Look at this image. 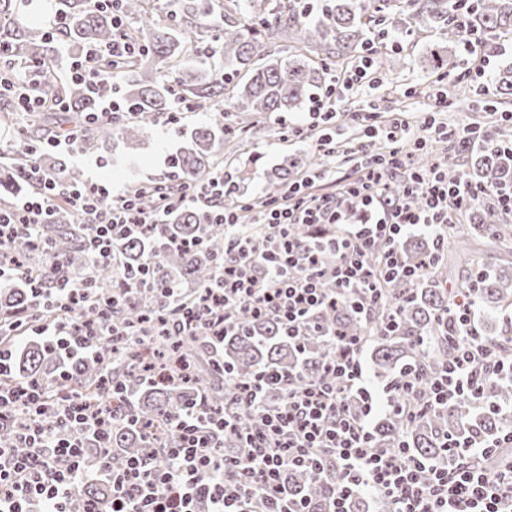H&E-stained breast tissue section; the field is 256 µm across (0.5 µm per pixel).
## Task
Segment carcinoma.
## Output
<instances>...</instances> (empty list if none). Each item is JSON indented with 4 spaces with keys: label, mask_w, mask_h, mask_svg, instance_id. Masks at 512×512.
Instances as JSON below:
<instances>
[{
    "label": "carcinoma",
    "mask_w": 512,
    "mask_h": 512,
    "mask_svg": "<svg viewBox=\"0 0 512 512\" xmlns=\"http://www.w3.org/2000/svg\"><path fill=\"white\" fill-rule=\"evenodd\" d=\"M32 0H0V48L19 67L40 68L39 82L31 92L48 98H66L72 103L70 114L59 117L57 126L77 125L86 113L97 110L100 96L118 95L131 106V112L112 123L105 122L83 132L81 148L98 150L103 137L120 138L130 144L155 123L158 117H171L177 110L192 112L210 104L215 111L203 127L183 132L184 145L173 157L175 179L157 186H134L144 189V208L159 204V194H173L184 183L201 182L211 176L217 157L224 154V142L240 137L242 123L231 124L227 112H294L311 98L314 89L324 84L336 58L352 56L373 35L379 20L390 18L403 8L402 0H329L325 10L312 16L297 0H247L238 10H224L223 15L204 5V0H174L169 22L158 25L146 8L148 0H116L115 10H104L93 0H56L55 10L46 24L34 23L25 13ZM421 20L434 23L442 40L427 51L433 74L449 75L455 66L459 49V22L474 35L492 33L498 37L512 35V0H410ZM126 21V33L139 41L141 54L130 64L115 65L107 60L100 69L112 78L105 79L100 95L87 93L62 74L57 65L58 49L53 45V31L63 36L72 55L80 54L91 44L112 41L116 29L112 12ZM293 40L286 59L266 49L276 40ZM219 54L224 69H204L187 65V59L202 61ZM494 88L502 96L512 95V61L503 65V74L494 77ZM19 109L8 99H0V126L13 127ZM32 130L22 135L21 148L3 144L0 156V206L13 205L14 191H33L28 177L34 148L41 141L36 119H30ZM316 160L286 158L267 173L266 194L278 198L291 181L292 170L317 169ZM474 182L512 184V151L483 149L468 168L448 174L455 180L460 175ZM468 223L459 224L448 238V246L434 238L410 237L402 248L409 264L419 266L428 259L434 262L415 282L393 280L385 284V302L364 316L349 299H336V304L322 310L315 322L336 330L342 336H356L370 349L375 377L395 387L410 377L413 394L425 397L442 367L452 361L455 348L452 337L458 325L448 316L457 298L476 285L475 301L486 310L512 303V266L487 270L474 267L461 277L454 288L445 287L449 280L448 261L471 239L494 241L512 249V221L506 214L489 205H474L466 211ZM41 236H17L0 241V253L13 256L26 265L29 256L49 246L45 263L34 271L44 286H52L54 267L77 284L94 278L101 297L108 302L104 312L74 306L69 314L76 320H97L105 316L114 326L135 331V341L118 346L101 345V355L86 358L71 370L77 391L88 401L111 402L115 419L110 441L111 468L118 470L134 456L161 452L174 445L179 432L170 421L173 409L192 398L203 399V409L222 416L238 411L233 403L235 389L223 384L211 366L203 363L210 336H159L154 326L157 312L136 288L139 269L151 258V268L159 286L171 284L182 289L192 300L198 289L210 284L216 267L224 261V225L206 223L198 209H180L167 217V222L151 226L142 233L119 243L124 253L127 273L97 270L84 250L83 224L63 203L56 207L51 223L40 227ZM171 239L197 240L200 245L190 252L169 246ZM31 285L24 279L0 291V338L9 341L20 330L26 309L31 307ZM231 324L222 336L224 367L232 371V382L251 381L259 372L278 371L297 379L320 381L325 378L328 358L340 354L327 337L320 336L309 325L298 329V335H285L280 323L272 317L254 318L245 309L230 310ZM486 344L502 352L512 353V336L484 330ZM57 358L52 351L35 343L23 345L13 363L12 376L3 380L7 387L33 376H49L56 372ZM152 368L153 383L142 379V368ZM118 383L122 393H112ZM490 405L477 412L463 395L449 406H440L409 425L393 414L383 415L374 424V442L389 451L408 448L426 467L453 463L446 458L444 443L449 438L491 441L512 427V372L504 368L487 388ZM27 423L23 413L14 416L12 426L0 431V444L15 443L19 427ZM320 474L306 467L293 468L283 475L291 496L312 500L315 512H329L331 491L336 487L339 471L328 457ZM86 498L108 507L109 491L103 482L87 485Z\"/></svg>",
    "instance_id": "carcinoma-1"
}]
</instances>
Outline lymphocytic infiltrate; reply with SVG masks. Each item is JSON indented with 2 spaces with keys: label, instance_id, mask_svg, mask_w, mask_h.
Wrapping results in <instances>:
<instances>
[{
  "label": "lymphocytic infiltrate",
  "instance_id": "lymphocytic-infiltrate-1",
  "mask_svg": "<svg viewBox=\"0 0 512 512\" xmlns=\"http://www.w3.org/2000/svg\"><path fill=\"white\" fill-rule=\"evenodd\" d=\"M140 51V46L120 35L69 58L66 73L91 91L103 80L97 67L100 58L123 60ZM374 55V44H366L355 69L315 98L313 111H335L337 87L349 89L364 81L369 89H377V82L370 78ZM353 119L365 135L355 149L361 178L342 184L336 194L314 195L305 184L291 185L283 197L270 200L252 218L253 223L270 225L271 235L252 237L240 231V214L230 201L235 189L220 169L209 181L166 196L162 208L148 212L129 192H113L111 184L91 181L67 187L55 172L36 164L30 176L37 189L13 211H0V237L35 233L62 199L87 225L85 245L95 265L117 271L121 268L118 239L139 232L144 225L162 223L172 209L196 205L207 212L211 223L228 229L224 261L200 303L172 323L166 315L177 310L180 291L164 289L160 325H171L178 333L200 326L209 329L215 326L218 312L240 307L274 317L293 330L327 305L322 288L327 277L334 280L337 295L375 309L384 300V281H413L419 275L402 258L404 235L420 227L447 241L458 212L480 203L511 215L512 186L476 183L463 176L448 181L441 161L432 163L428 172L416 171L411 164L413 151L425 147L426 139L412 131L406 118L399 115L377 125L371 114L357 112ZM412 195L422 197V208L410 206ZM349 200L369 211V219L349 222L344 211ZM290 224L334 228L333 265H322L317 245L289 238L285 228ZM375 249L380 250L381 260L374 267L367 256ZM92 286V281L77 285L62 276L53 287L33 289L34 313L26 328L35 340L69 360L95 356L103 337L111 335V325L103 321L86 326L67 316L70 305L93 302ZM46 306L58 309L56 320L47 322L37 316V309ZM474 310L471 299L453 310L460 327L454 338L456 356L435 379L421 406L401 399L410 393L411 382L398 389L369 385L361 342L344 337L339 340L341 354L326 363L328 373L345 379L344 388L321 381L287 384L278 375L238 386L237 404L262 423L259 432L247 434L241 453H227L212 444L225 427L236 426V416L211 423L202 419L196 406L182 405L171 413L179 431L175 446L164 449L159 457L130 458L115 471L109 456L112 414L65 391L69 371H61L52 381L31 378L0 388V428L15 412L29 416L19 432L26 453L0 445V512H95L84 489L101 479L112 486L107 512H246V502L255 496L266 501V512H308L303 500L289 497L281 477L291 467L321 469L326 453L341 472L331 512H350L351 500L361 495L386 500L394 512H512V431L498 441L506 450L502 456L487 445L449 440L446 453L456 458V465L433 469L426 484L419 480L422 461L408 449L390 452L373 444V421L380 415L394 414L409 423L423 409L451 403L462 392L474 406H485V388L504 363L483 343ZM275 388L284 389L285 394L280 405L272 407L267 396ZM352 394L361 401L356 413L347 404ZM74 427L85 433V441L70 437ZM88 441L97 449L95 456L85 451Z\"/></svg>",
  "mask_w": 512,
  "mask_h": 512
}]
</instances>
